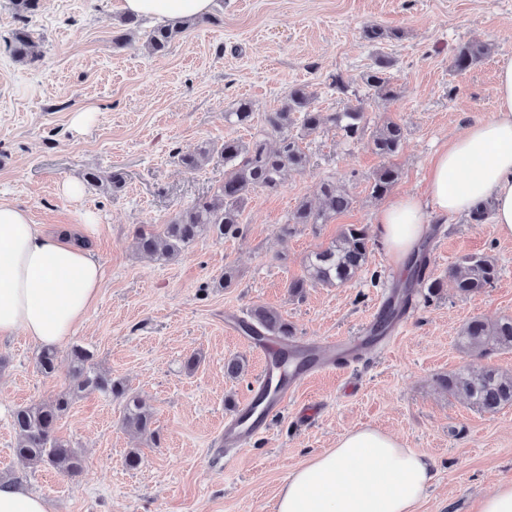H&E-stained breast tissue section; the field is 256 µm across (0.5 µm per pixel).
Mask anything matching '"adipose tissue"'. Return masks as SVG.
<instances>
[{
  "label": "adipose tissue",
  "instance_id": "ef3b65f1",
  "mask_svg": "<svg viewBox=\"0 0 512 512\" xmlns=\"http://www.w3.org/2000/svg\"><path fill=\"white\" fill-rule=\"evenodd\" d=\"M212 0H124L126 12L159 22L209 12ZM497 108L440 151L429 198L403 196L378 216L377 235L397 264L428 232L425 206L456 215L493 201L497 231L512 237V62L497 73ZM104 268L89 244L47 234L29 211L0 200V334L61 345L95 301ZM433 478L424 454L388 433L352 430L335 448L301 463L277 512H416Z\"/></svg>",
  "mask_w": 512,
  "mask_h": 512
}]
</instances>
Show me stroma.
<instances>
[{"label": "stroma", "mask_w": 512, "mask_h": 512, "mask_svg": "<svg viewBox=\"0 0 512 512\" xmlns=\"http://www.w3.org/2000/svg\"><path fill=\"white\" fill-rule=\"evenodd\" d=\"M121 4L37 0L21 14L13 0H0V199L28 209L49 232L93 213L87 237L104 266L97 300L59 347L51 376L38 372L39 349L29 338L0 335V479L24 481L50 512H276L298 464L369 426L432 461L434 478L416 512H481L490 488L512 484V405L485 413L440 381L466 368L512 373V348L478 355L457 344L474 318L512 319V238L491 220L428 210V273L439 292L416 295L414 315L387 351L370 347L354 372L305 380L268 433L232 459L218 435L257 379L259 358L226 333L224 320L264 306L291 325L296 342L358 335L405 275L374 231L385 203L371 197L370 180L389 164L400 171L392 197L426 198L435 155L492 116L498 69L512 61V0H212L210 22L187 29L162 55L144 45L147 19L131 44L120 43L128 33ZM372 26L388 38L368 41ZM21 27L37 61L19 62L8 51ZM467 42L493 52L459 73L452 56ZM381 57L393 62V100L379 99L362 80ZM338 77L346 92L334 87ZM296 85L309 86L322 111L360 98L370 123H400L399 153L381 157L369 140L351 143L324 126L302 141L305 170L288 173L278 191L250 194L237 237L201 236L170 261L139 253V226L168 223L224 181L221 159L190 172L178 155L230 138L250 141ZM242 98L254 105L249 128L225 119ZM79 110L95 118L77 130L71 116ZM90 171L100 177L93 186L85 182ZM114 174L120 185L111 184ZM65 180L83 183L81 198L62 196ZM327 180L346 185L352 207L325 224L289 223ZM349 224L369 232L366 267L347 285L292 294L288 285L305 276L308 255ZM471 253L492 256L499 277L464 296L448 267ZM228 268L236 281L219 287ZM74 344L123 380L151 408L153 423L146 433L128 432L120 399L78 395L56 424L57 436L83 459L82 473L67 478L15 457L11 413L68 392ZM191 357L197 365L190 370ZM233 359L244 366L235 378L224 373ZM132 450L141 456L134 469L125 464Z\"/></svg>", "instance_id": "1"}]
</instances>
